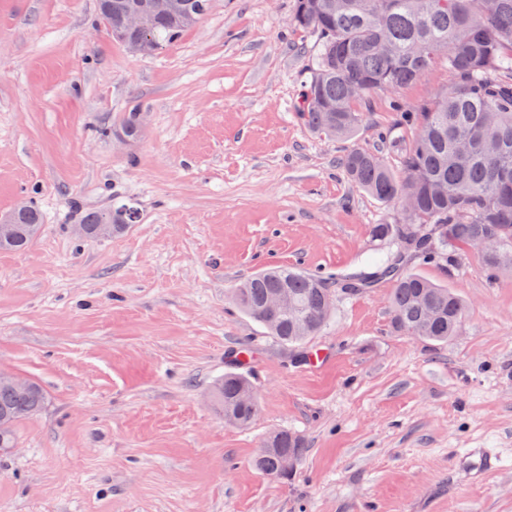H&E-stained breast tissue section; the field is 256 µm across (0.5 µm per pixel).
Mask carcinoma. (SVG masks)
<instances>
[{
  "label": "carcinoma",
  "mask_w": 512,
  "mask_h": 512,
  "mask_svg": "<svg viewBox=\"0 0 512 512\" xmlns=\"http://www.w3.org/2000/svg\"><path fill=\"white\" fill-rule=\"evenodd\" d=\"M176 9L158 18L147 33L155 46L170 45L209 12L211 0H175ZM292 24L315 35L307 47L309 77L295 104L298 117L319 135L348 138L362 123L367 97L395 92L418 80L436 63L448 65L455 82L434 98L403 113L414 137L393 144L399 169L377 152L352 149L342 158L347 178L370 196L403 208L395 224H375L372 238L387 246L369 272L324 279L292 268H270L234 289V303L264 326L280 344L301 348L323 327L322 300L338 290L354 295L392 284L389 303L395 328L434 343L451 340L465 314L452 291L412 271L415 262L453 265L468 250L478 251L494 276L512 269V0H294ZM328 102L335 111L325 110ZM120 132L138 139L139 109L125 112ZM112 234L141 220L129 204L113 205ZM103 209L81 213L86 236H97ZM16 233L0 241V251L27 249L42 230L40 211L28 204L11 212ZM495 242L490 251L479 240ZM286 288L300 316L284 314L271 322L265 300ZM249 378L227 372L212 398L224 419L240 426L253 422L239 392ZM46 403L37 382L25 392L0 384V449L12 448L17 425ZM300 437L278 431L254 459L262 474L284 479L282 460L302 459Z\"/></svg>",
  "instance_id": "cac0c4a2"
}]
</instances>
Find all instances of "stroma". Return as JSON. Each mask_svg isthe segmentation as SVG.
Masks as SVG:
<instances>
[{
  "instance_id": "1",
  "label": "stroma",
  "mask_w": 512,
  "mask_h": 512,
  "mask_svg": "<svg viewBox=\"0 0 512 512\" xmlns=\"http://www.w3.org/2000/svg\"><path fill=\"white\" fill-rule=\"evenodd\" d=\"M292 0H213L175 43L130 53L97 0H0V215L22 200L42 234L0 252V369L45 408L0 451V512H512V273L475 252L415 270L466 303L445 345L392 327L390 283L338 298L308 345L317 368L239 311L232 291L270 266L328 276L383 254L398 208L350 183L353 147L399 158L411 108L453 81L440 64L370 95L349 139L293 110L310 31ZM142 137L119 140L132 106ZM130 203L139 224L77 239L80 208ZM246 351L260 413L246 428L212 386ZM287 429L306 454L285 481L252 466ZM489 449L469 481L459 460Z\"/></svg>"
}]
</instances>
